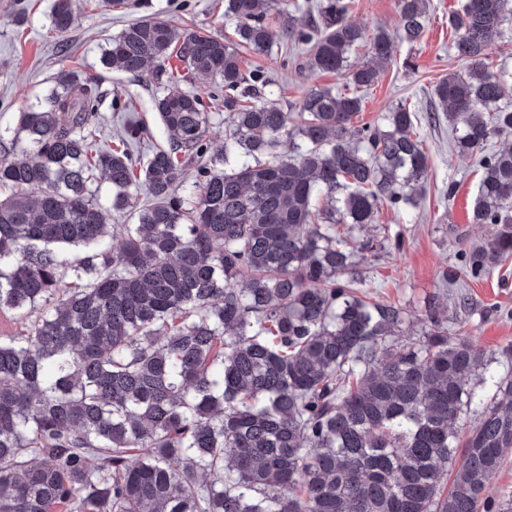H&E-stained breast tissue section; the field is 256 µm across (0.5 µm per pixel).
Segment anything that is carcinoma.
<instances>
[{
	"label": "carcinoma",
	"instance_id": "1",
	"mask_svg": "<svg viewBox=\"0 0 512 512\" xmlns=\"http://www.w3.org/2000/svg\"><path fill=\"white\" fill-rule=\"evenodd\" d=\"M426 4L397 0L410 43ZM346 14L345 0L301 17L287 0H224L234 44L154 18L112 38L106 68L168 86L181 81L174 54L220 79L218 155L191 90L156 98L166 145L144 165L131 150L148 137L140 122L115 145L94 139L97 76L62 69L45 105L18 113L22 147L0 156V311L24 325L0 337V512H512L483 496L512 449V375H491L485 399L473 378L491 360L449 332L444 311L401 340L404 309L371 299L357 271L354 232L425 191L415 113L401 103L352 130L361 97L311 87L285 112L264 73L242 69L237 47L290 41L310 47V69L373 85L393 38ZM509 20L512 0H466L449 18L464 70L434 86V111L452 148L476 157L473 220L494 235L444 271L446 285L512 257V147L487 148L512 130V83L484 62ZM51 24L61 36L74 26L72 0H55ZM362 45L369 60L352 68ZM99 175L111 208L137 213L118 236ZM470 411L462 437L454 425Z\"/></svg>",
	"mask_w": 512,
	"mask_h": 512
}]
</instances>
